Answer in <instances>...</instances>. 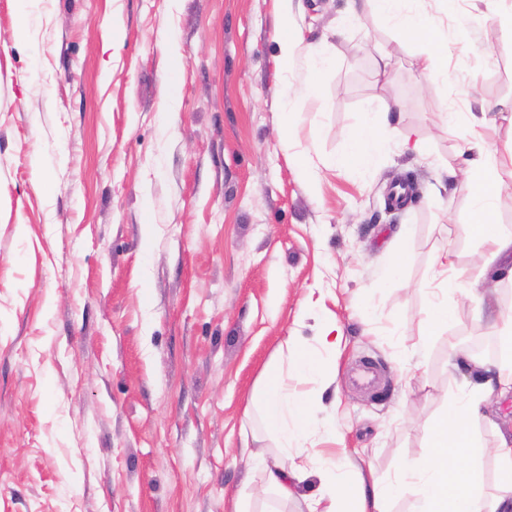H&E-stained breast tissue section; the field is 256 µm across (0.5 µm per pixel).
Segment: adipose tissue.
I'll use <instances>...</instances> for the list:
<instances>
[{"label": "adipose tissue", "mask_w": 512, "mask_h": 512, "mask_svg": "<svg viewBox=\"0 0 512 512\" xmlns=\"http://www.w3.org/2000/svg\"><path fill=\"white\" fill-rule=\"evenodd\" d=\"M365 9L419 40L421 51L415 69L421 81L447 79V71L435 65L439 44L432 17L411 8L410 0H354L351 6L355 13ZM393 110V105L387 103L382 112L362 113L342 152L329 158V165L371 168L387 145L388 133L382 122ZM486 124L483 117L472 121L464 147L471 175L464 189L476 216L469 233L485 249L487 266L473 273L475 285L467 289L453 252L444 249L436 255L431 273L435 294L422 316L427 337L453 322L449 294L466 290L480 314L486 298L478 292L477 282L493 268L512 277V231L492 226L498 187L503 175L512 176V142L502 151L488 149L482 133ZM500 322L498 339L503 355L498 361L485 362L464 349L451 348L450 363L458 369H478V380L446 402L428 427L424 458L404 464L400 478L390 483L367 479L362 467L347 456L330 458L316 451L318 419L313 403L290 391L286 383L291 376H316L324 386H331L336 375L327 356L339 347L340 332L328 325L321 330L316 346H295L288 354L286 367L266 373L259 398L265 427L289 460L285 466L265 464L268 485L288 499L295 496L307 477L319 474L320 491L306 498V512H392L394 499L407 489L415 497L417 512H512V438L500 437L489 449L480 443L472 427L483 399L498 390H512V316H502ZM484 454L490 455L495 464L496 479L491 487L485 485L474 467L475 460Z\"/></svg>", "instance_id": "obj_1"}]
</instances>
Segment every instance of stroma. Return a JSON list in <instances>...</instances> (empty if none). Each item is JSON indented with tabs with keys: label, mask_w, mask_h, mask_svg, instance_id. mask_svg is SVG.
I'll return each mask as SVG.
<instances>
[{
	"label": "stroma",
	"mask_w": 512,
	"mask_h": 512,
	"mask_svg": "<svg viewBox=\"0 0 512 512\" xmlns=\"http://www.w3.org/2000/svg\"><path fill=\"white\" fill-rule=\"evenodd\" d=\"M287 6L299 48L336 57L312 97L301 59L279 61ZM414 7L450 48L447 80L421 83L419 43L371 14L341 25L348 0H0V512H232L240 493L251 512H303L320 481L296 499L267 487L254 397L326 322L342 332L332 388L288 381L336 432L321 450L382 480L424 456L467 383L449 345L500 355L465 296L426 340L421 311L442 248L484 264L460 186L468 125L443 113L487 114L490 147L512 141V0ZM394 101L374 167L323 166ZM361 363L376 387L355 383ZM475 425L488 447L511 434L512 394Z\"/></svg>",
	"instance_id": "1"
}]
</instances>
